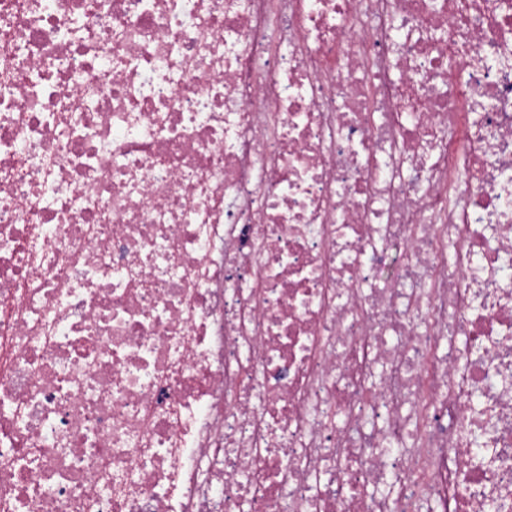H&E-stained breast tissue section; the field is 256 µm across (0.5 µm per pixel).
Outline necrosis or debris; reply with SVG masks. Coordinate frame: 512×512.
Instances as JSON below:
<instances>
[{"mask_svg":"<svg viewBox=\"0 0 512 512\" xmlns=\"http://www.w3.org/2000/svg\"><path fill=\"white\" fill-rule=\"evenodd\" d=\"M510 260L512 0H0V512H512Z\"/></svg>","mask_w":512,"mask_h":512,"instance_id":"4bbe7bcc","label":"necrosis or debris"}]
</instances>
